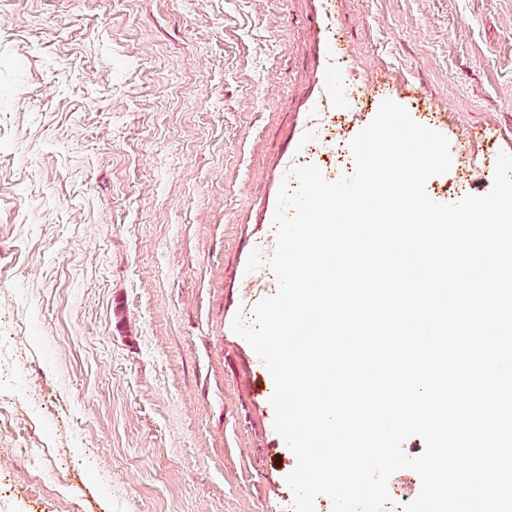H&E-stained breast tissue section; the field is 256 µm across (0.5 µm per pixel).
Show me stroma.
<instances>
[{"label":"stroma","mask_w":512,"mask_h":512,"mask_svg":"<svg viewBox=\"0 0 512 512\" xmlns=\"http://www.w3.org/2000/svg\"><path fill=\"white\" fill-rule=\"evenodd\" d=\"M340 60L367 97L344 140L393 100L449 140L432 200L490 191L512 0H0L12 512H293L273 380L232 322L278 289L284 159L354 172L313 124Z\"/></svg>","instance_id":"stroma-1"}]
</instances>
